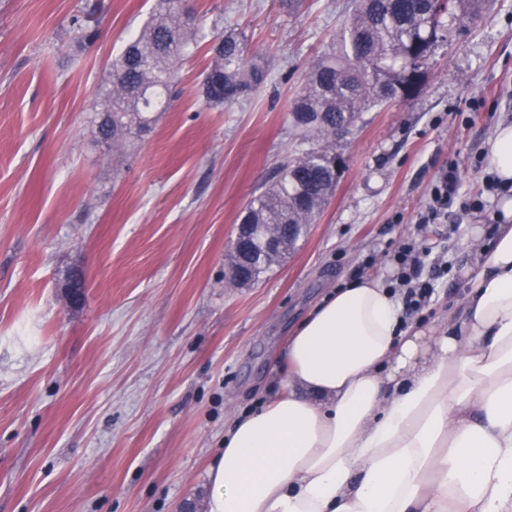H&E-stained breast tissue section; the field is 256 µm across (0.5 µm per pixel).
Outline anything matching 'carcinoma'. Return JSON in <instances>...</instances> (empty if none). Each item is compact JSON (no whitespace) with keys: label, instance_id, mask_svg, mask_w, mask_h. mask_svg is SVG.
Returning a JSON list of instances; mask_svg holds the SVG:
<instances>
[{"label":"carcinoma","instance_id":"obj_1","mask_svg":"<svg viewBox=\"0 0 512 512\" xmlns=\"http://www.w3.org/2000/svg\"><path fill=\"white\" fill-rule=\"evenodd\" d=\"M354 4L332 51L311 65L290 111L311 146L279 165L275 180L248 201L240 223L290 226L298 242L336 188V141L351 134L369 109L412 97L424 81L439 34L451 36L480 19V0H451L445 16L436 15L432 0ZM198 41V24L185 20L179 0H164L112 59L108 87L95 106L97 112L108 111L109 119L98 124L104 140L118 143L133 128L145 132L159 113L171 109L176 65ZM210 54L209 80L202 83L210 104L246 98L269 76L264 64L245 61L243 40L233 31L217 38ZM243 258L255 283L280 262L256 240Z\"/></svg>","mask_w":512,"mask_h":512}]
</instances>
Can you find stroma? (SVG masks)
Here are the masks:
<instances>
[{"label": "stroma", "instance_id": "stroma-1", "mask_svg": "<svg viewBox=\"0 0 512 512\" xmlns=\"http://www.w3.org/2000/svg\"><path fill=\"white\" fill-rule=\"evenodd\" d=\"M156 3L0 0V512H179L229 423L277 390L276 356L320 298L392 278L407 241L434 273L417 319L438 324L458 298L475 215L456 204L418 223L443 167L496 210L484 146L512 120V0H481L417 94L364 113L336 144L344 169L317 223L260 282L233 285L239 215L298 150L291 103L353 0H194L200 37L241 33L267 82L209 105L197 50L172 109L115 150L93 106Z\"/></svg>", "mask_w": 512, "mask_h": 512}]
</instances>
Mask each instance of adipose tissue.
Wrapping results in <instances>:
<instances>
[{"label":"adipose tissue","mask_w":512,"mask_h":512,"mask_svg":"<svg viewBox=\"0 0 512 512\" xmlns=\"http://www.w3.org/2000/svg\"><path fill=\"white\" fill-rule=\"evenodd\" d=\"M484 151L512 184V121ZM498 209L440 327L405 322L379 279L294 327L279 389L224 434L206 512H512V196Z\"/></svg>","instance_id":"obj_1"}]
</instances>
